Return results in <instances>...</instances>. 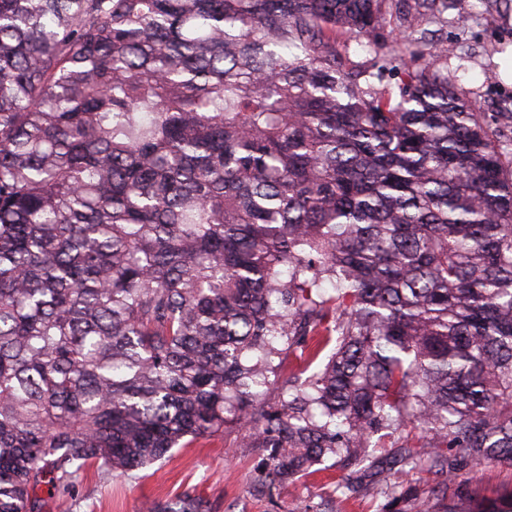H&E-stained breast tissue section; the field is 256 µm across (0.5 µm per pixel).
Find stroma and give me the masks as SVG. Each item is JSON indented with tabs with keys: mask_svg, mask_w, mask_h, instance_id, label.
Returning a JSON list of instances; mask_svg holds the SVG:
<instances>
[{
	"mask_svg": "<svg viewBox=\"0 0 512 512\" xmlns=\"http://www.w3.org/2000/svg\"><path fill=\"white\" fill-rule=\"evenodd\" d=\"M510 12L512 0H479L468 20L452 17L445 26L431 28L434 40L448 52L449 74L489 125L500 106L512 102V87L501 84L492 63L501 46L512 43V26L502 21ZM242 435V426H226L221 434L173 449L170 457L129 479L85 470L70 493L43 492V512H145L149 503L171 502L186 491L208 500L211 512H293L300 501L323 505L326 512H423L432 496L435 481L421 472L401 476L393 501L380 496L375 469L397 467L393 449L381 448L374 470L348 474L333 467L301 477L272 497L257 480L264 451L243 447ZM346 476L356 483L355 494L337 492V484Z\"/></svg>",
	"mask_w": 512,
	"mask_h": 512,
	"instance_id": "1",
	"label": "stroma"
}]
</instances>
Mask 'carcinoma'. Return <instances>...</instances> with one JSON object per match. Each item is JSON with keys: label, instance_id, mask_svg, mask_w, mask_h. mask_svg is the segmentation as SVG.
<instances>
[{"label": "carcinoma", "instance_id": "obj_1", "mask_svg": "<svg viewBox=\"0 0 512 512\" xmlns=\"http://www.w3.org/2000/svg\"><path fill=\"white\" fill-rule=\"evenodd\" d=\"M450 8L0 0V512L231 423L270 489L386 440L431 512H512L465 491L512 467V155Z\"/></svg>", "mask_w": 512, "mask_h": 512}]
</instances>
